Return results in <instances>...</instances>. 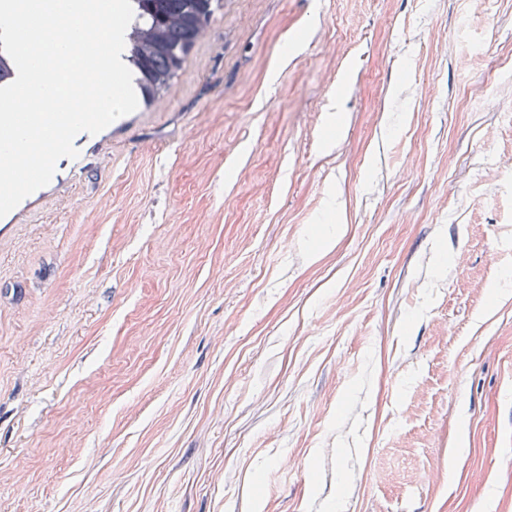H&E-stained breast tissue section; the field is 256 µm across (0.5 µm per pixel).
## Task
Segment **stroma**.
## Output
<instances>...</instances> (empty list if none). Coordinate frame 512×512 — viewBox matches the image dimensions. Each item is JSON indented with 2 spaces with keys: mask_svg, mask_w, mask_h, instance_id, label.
Returning a JSON list of instances; mask_svg holds the SVG:
<instances>
[{
  "mask_svg": "<svg viewBox=\"0 0 512 512\" xmlns=\"http://www.w3.org/2000/svg\"><path fill=\"white\" fill-rule=\"evenodd\" d=\"M74 145L0 218V512H512V0H221Z\"/></svg>",
  "mask_w": 512,
  "mask_h": 512,
  "instance_id": "35a3bbf8",
  "label": "stroma"
}]
</instances>
